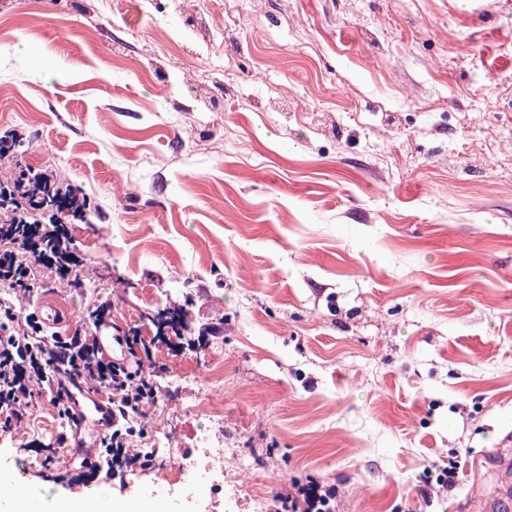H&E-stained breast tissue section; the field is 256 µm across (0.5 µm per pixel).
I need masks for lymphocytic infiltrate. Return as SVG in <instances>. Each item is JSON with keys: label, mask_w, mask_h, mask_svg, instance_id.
Listing matches in <instances>:
<instances>
[{"label": "lymphocytic infiltrate", "mask_w": 512, "mask_h": 512, "mask_svg": "<svg viewBox=\"0 0 512 512\" xmlns=\"http://www.w3.org/2000/svg\"><path fill=\"white\" fill-rule=\"evenodd\" d=\"M24 138L18 129L0 136V166L7 168L0 176V288L33 296L39 267L81 288L85 262L67 224L84 217L90 203L57 170H37L17 160L13 149ZM62 372L112 398V430L101 441L110 472L132 464L147 467L148 459L128 453L135 434L132 416L144 415L160 393L143 361L107 357L89 341L84 324L63 336L48 331L36 313L18 312L12 301L1 299L0 433L19 429L36 397ZM287 501L290 512H336L335 488L318 481L295 487Z\"/></svg>", "instance_id": "f902f5d3"}]
</instances>
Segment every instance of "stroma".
Masks as SVG:
<instances>
[{"instance_id":"35a3bbf8","label":"stroma","mask_w":512,"mask_h":512,"mask_svg":"<svg viewBox=\"0 0 512 512\" xmlns=\"http://www.w3.org/2000/svg\"><path fill=\"white\" fill-rule=\"evenodd\" d=\"M86 195L67 334L159 313L218 336L153 349L157 447L224 411V508L324 481L337 512H481L512 444V0H0V131ZM50 394L0 470L84 483ZM455 466L452 490L423 494Z\"/></svg>"}]
</instances>
